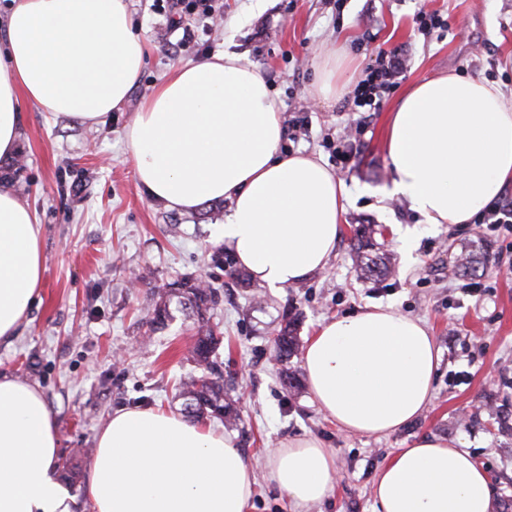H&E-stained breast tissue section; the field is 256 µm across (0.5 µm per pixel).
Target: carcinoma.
I'll list each match as a JSON object with an SVG mask.
<instances>
[{
    "label": "carcinoma",
    "instance_id": "obj_1",
    "mask_svg": "<svg viewBox=\"0 0 512 512\" xmlns=\"http://www.w3.org/2000/svg\"><path fill=\"white\" fill-rule=\"evenodd\" d=\"M377 229L373 224L353 226L355 262L367 280L384 277L391 272L390 258L384 254L372 259L369 251L376 246ZM217 289L203 288L193 279L183 278L169 284L153 294V302L146 314L149 331L164 328L174 319L173 305L189 311L196 323L195 342L191 349L194 363L203 367L200 375L189 374L178 382V396L182 399L183 411L192 419L216 418L222 422L241 421L240 409L232 390L224 387V373L213 360L219 344L216 326L210 322L209 311L217 304ZM296 318H290L274 338L273 360L284 363L296 354L300 340L296 333Z\"/></svg>",
    "mask_w": 512,
    "mask_h": 512
}]
</instances>
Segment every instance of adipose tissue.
Masks as SVG:
<instances>
[{"label": "adipose tissue", "instance_id": "obj_1", "mask_svg": "<svg viewBox=\"0 0 512 512\" xmlns=\"http://www.w3.org/2000/svg\"><path fill=\"white\" fill-rule=\"evenodd\" d=\"M146 44L128 0H13L0 27V158L15 155L23 106L82 121L123 105ZM351 65L322 48L312 93H344ZM281 109L264 72L225 52L175 66L125 130L135 178L151 198L190 212L226 200L219 238L259 286L278 291L327 268L348 189L313 154L282 152ZM393 178L428 224H467L512 183V92L455 72L413 83L389 112ZM42 229L0 190V340L40 295ZM318 407L347 433L384 437L420 416L440 353L418 318L374 305L327 320L302 356ZM56 420L41 391L0 373V512H71L59 480ZM336 459L296 437L270 453L267 482L293 512L328 497ZM255 473L233 438L159 409L116 412L97 436L85 487L92 512H251ZM376 512H496L489 476L454 441L422 436L379 470Z\"/></svg>", "mask_w": 512, "mask_h": 512}]
</instances>
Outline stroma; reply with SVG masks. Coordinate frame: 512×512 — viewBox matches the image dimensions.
Instances as JSON below:
<instances>
[{
    "instance_id": "1",
    "label": "stroma",
    "mask_w": 512,
    "mask_h": 512,
    "mask_svg": "<svg viewBox=\"0 0 512 512\" xmlns=\"http://www.w3.org/2000/svg\"><path fill=\"white\" fill-rule=\"evenodd\" d=\"M219 0L220 15L171 10L166 0H129L132 27L147 44L141 75L127 102L104 120L80 122L25 106L16 158L0 159V189L34 209L42 226L43 288L16 336L0 341V372L37 387L57 420L60 456L81 454L76 477L63 485L72 512H91L84 494L96 437L118 410H182L176 384L193 370V320L177 317L140 341L154 291L180 277L221 291L212 310L224 381L240 400L241 421L209 428L231 436L259 475L252 512H291L265 481L269 452L313 435L332 448L337 480L311 512H373L372 483L399 449L422 435L461 440L490 479L497 512H512V223L428 224L402 198L382 200L365 187L389 182L386 118L421 77L454 71L512 88V0ZM443 20L421 27L420 13ZM195 37L183 41L184 28ZM345 44L358 68L375 48L397 50L404 69L379 111L370 113L349 160L336 157L343 128L357 120L350 95L323 103L311 94L322 47ZM229 52L259 66L283 118L301 133L285 135L286 152L322 158L349 190L345 225L324 271L277 293L238 283L239 267L210 260L229 204L203 203L182 213L147 197L137 185L124 131L138 104L173 67ZM21 174H14V162ZM377 224L392 273L363 279L353 261L352 227ZM415 248L404 254L402 238ZM476 260L469 275L460 255ZM141 275L131 284V275ZM393 305L422 318L441 360L429 406L411 424L381 437L350 435L326 418L309 387L286 389L282 370L305 371L301 355L287 365L271 355L286 312L308 339L323 321L368 305Z\"/></svg>"
}]
</instances>
